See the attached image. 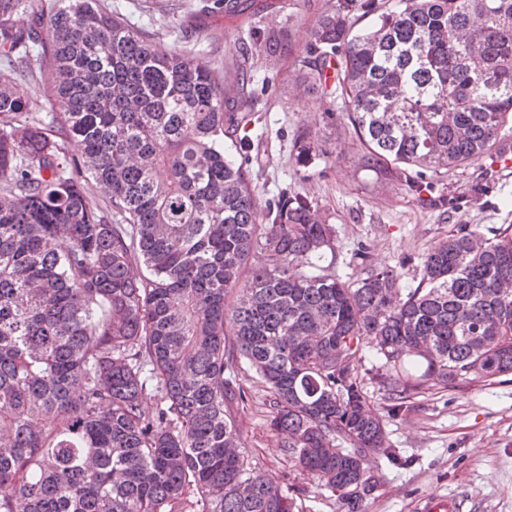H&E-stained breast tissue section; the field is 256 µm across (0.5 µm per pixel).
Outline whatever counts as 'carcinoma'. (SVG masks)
Instances as JSON below:
<instances>
[{
  "label": "carcinoma",
  "instance_id": "cac0c4a2",
  "mask_svg": "<svg viewBox=\"0 0 512 512\" xmlns=\"http://www.w3.org/2000/svg\"><path fill=\"white\" fill-rule=\"evenodd\" d=\"M309 39L344 49L336 89L384 179L417 189L412 170L503 150L512 0H337ZM39 75L56 112L26 109ZM228 103L98 0H0V512H299L239 451L245 366L288 461L360 512L367 456L406 465L386 421L411 396L512 374L509 228H460L413 288L390 265L329 271L312 201L257 207ZM359 356H361L362 368L360 373L364 376L366 386L368 387L369 394L372 395V403L379 409L383 414L385 413V404L387 403L384 399V392L378 390V385L375 381L370 380L372 374L376 372L377 367L382 365V359L377 355L376 351L368 345L362 346ZM373 368V371H371ZM372 382V383H371Z\"/></svg>",
  "mask_w": 512,
  "mask_h": 512
}]
</instances>
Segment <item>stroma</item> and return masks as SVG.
Returning <instances> with one entry per match:
<instances>
[{
    "instance_id": "stroma-1",
    "label": "stroma",
    "mask_w": 512,
    "mask_h": 512,
    "mask_svg": "<svg viewBox=\"0 0 512 512\" xmlns=\"http://www.w3.org/2000/svg\"><path fill=\"white\" fill-rule=\"evenodd\" d=\"M161 49L191 52L225 85L236 86L237 59H244L249 83L239 108L254 113L246 127L248 165L259 205L281 191L302 193L336 229L337 274L364 277L368 267L392 265L403 287H415L424 254L462 225L499 228L512 224V165L488 157L457 169L425 172L419 191L377 175L361 162L362 149L343 117L340 96L314 89L306 78L311 60L309 30L337 0H251L242 15L210 13L191 37L180 24L200 0H102ZM280 30L282 49L241 55L250 20ZM309 133L315 151L305 163L293 145ZM446 206H439L440 198ZM366 251L367 262L355 259ZM248 403L237 414L242 446L252 466L280 488H302V512H341L318 480L292 467L268 426L269 394L250 373L240 375ZM411 408L388 420L389 441L411 464L377 463L379 486L365 499L364 512H416L423 497L455 499L457 512H512V375L489 381L438 387L414 395Z\"/></svg>"
}]
</instances>
